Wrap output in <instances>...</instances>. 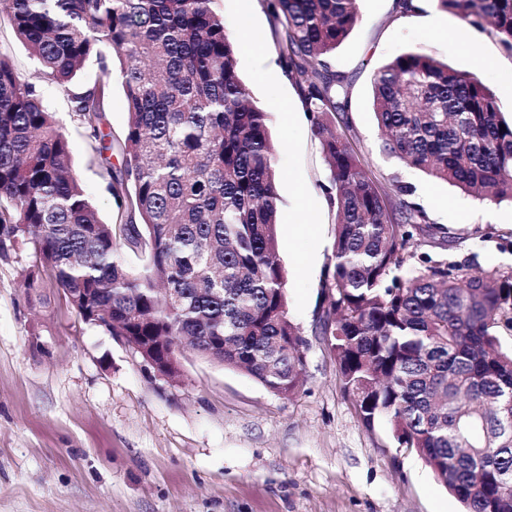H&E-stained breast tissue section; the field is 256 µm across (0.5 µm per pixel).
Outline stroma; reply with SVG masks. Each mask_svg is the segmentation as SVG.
I'll return each mask as SVG.
<instances>
[{
  "label": "stroma",
  "mask_w": 512,
  "mask_h": 512,
  "mask_svg": "<svg viewBox=\"0 0 512 512\" xmlns=\"http://www.w3.org/2000/svg\"><path fill=\"white\" fill-rule=\"evenodd\" d=\"M416 5L400 18L396 0H358L359 22L330 57L351 83L348 118L362 160L382 186L396 177L411 184L428 211L435 231L418 239L417 252L437 253L447 238L451 255L474 269L511 271L512 203L476 201L382 149L373 74L412 49L476 72L512 114V57L434 0ZM213 7L231 33L246 27L261 37L259 49L241 50L238 74L270 111L281 174L278 255L289 316L306 342L304 381L293 395H277L187 349L181 378L160 379L63 302L30 304L21 281L36 258L18 248L0 257V512H462L388 425L364 426L340 387L319 333L336 222L328 167L294 81L279 72V34L262 0L248 11L242 0ZM0 53L55 113L100 219L125 221L69 96L39 75L3 18Z\"/></svg>",
  "instance_id": "35a3bbf8"
}]
</instances>
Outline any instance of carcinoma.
<instances>
[{"mask_svg": "<svg viewBox=\"0 0 512 512\" xmlns=\"http://www.w3.org/2000/svg\"><path fill=\"white\" fill-rule=\"evenodd\" d=\"M358 0H267L283 67L312 116L336 207L320 333L363 424L387 422L464 512H512V271L468 272L412 250L432 230L411 185L384 188L351 134L350 82L330 55L359 21ZM512 56V0H435ZM43 78L103 141L107 85L75 78L109 47L128 122L95 147L128 221L101 222L66 135L33 84L0 53V234L30 245L27 294L56 292L81 320L123 336L175 380V347L292 394L304 340L278 258L276 151L268 110L238 76L239 45L211 0H0ZM373 112L385 150L480 202H512V120L472 72L421 49L377 68ZM136 257L132 264L130 257Z\"/></svg>", "mask_w": 512, "mask_h": 512, "instance_id": "carcinoma-1", "label": "carcinoma"}]
</instances>
